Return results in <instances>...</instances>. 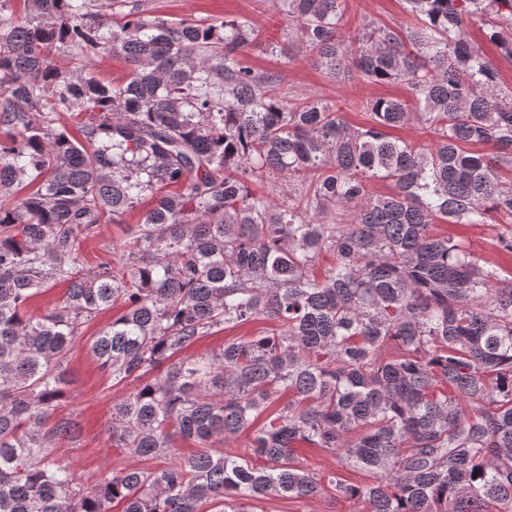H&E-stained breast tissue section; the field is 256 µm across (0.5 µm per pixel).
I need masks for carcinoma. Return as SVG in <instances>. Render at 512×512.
Returning a JSON list of instances; mask_svg holds the SVG:
<instances>
[{
    "mask_svg": "<svg viewBox=\"0 0 512 512\" xmlns=\"http://www.w3.org/2000/svg\"><path fill=\"white\" fill-rule=\"evenodd\" d=\"M303 53L339 83L405 81L412 100L288 104L278 70L245 61L246 18L166 19L145 0H0V512H254L330 497L361 512H512V278L433 224H506L512 89L468 40L512 56V0H405L415 23L340 31L346 0H273ZM129 63L102 82L99 57ZM65 61L59 66L55 59ZM411 123L433 145L394 140ZM479 143L487 154L465 150ZM269 179L278 199L250 189ZM394 184L373 195L369 183ZM154 206L91 263L82 242ZM329 257L320 273L314 267ZM66 297L41 315L55 282ZM121 315L90 353L115 385L112 444L155 469L83 484L53 446L82 328ZM273 333L178 357L224 324ZM194 444L177 454L172 438ZM246 436L241 454L211 450ZM306 443L366 476L319 474ZM486 21L483 17H473L468 25V36L472 43L478 47L486 57L491 59L498 70L500 85L512 86V58L500 52L495 44L486 37Z\"/></svg>",
    "mask_w": 512,
    "mask_h": 512,
    "instance_id": "1",
    "label": "carcinoma"
}]
</instances>
